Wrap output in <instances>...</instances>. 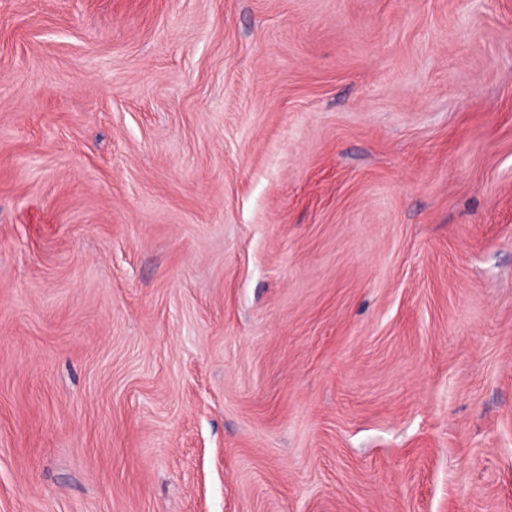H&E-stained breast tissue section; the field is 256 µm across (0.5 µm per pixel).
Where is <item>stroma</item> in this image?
<instances>
[{"label":"stroma","instance_id":"1","mask_svg":"<svg viewBox=\"0 0 512 512\" xmlns=\"http://www.w3.org/2000/svg\"><path fill=\"white\" fill-rule=\"evenodd\" d=\"M0 512H512V0H0Z\"/></svg>","mask_w":512,"mask_h":512}]
</instances>
